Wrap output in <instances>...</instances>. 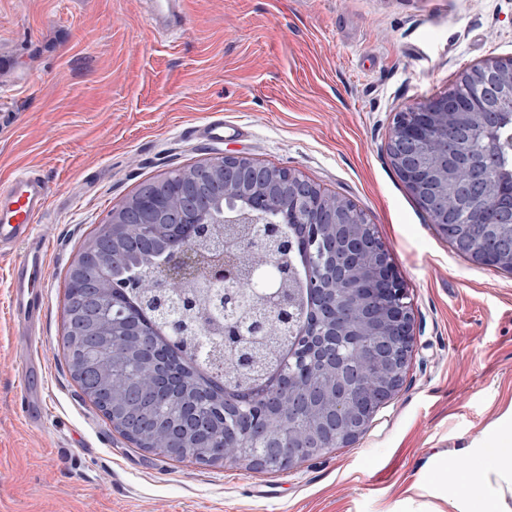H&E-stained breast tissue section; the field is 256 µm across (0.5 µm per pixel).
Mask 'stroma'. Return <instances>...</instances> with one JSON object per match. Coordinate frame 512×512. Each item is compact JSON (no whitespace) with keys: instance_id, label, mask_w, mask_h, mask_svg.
Wrapping results in <instances>:
<instances>
[{"instance_id":"obj_1","label":"stroma","mask_w":512,"mask_h":512,"mask_svg":"<svg viewBox=\"0 0 512 512\" xmlns=\"http://www.w3.org/2000/svg\"><path fill=\"white\" fill-rule=\"evenodd\" d=\"M512 56V0H191L177 42L146 0H0V185L39 170L50 273L36 349L39 424L0 259V512H429L442 471L512 408V275L458 255L394 171L395 112ZM223 118L218 145L183 129ZM234 153L351 201L386 245L417 347L354 442L284 472L175 461L136 448L85 402L63 358L68 269L144 181Z\"/></svg>"}]
</instances>
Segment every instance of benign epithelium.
Returning <instances> with one entry per match:
<instances>
[{"instance_id": "benign-epithelium-1", "label": "benign epithelium", "mask_w": 512, "mask_h": 512, "mask_svg": "<svg viewBox=\"0 0 512 512\" xmlns=\"http://www.w3.org/2000/svg\"><path fill=\"white\" fill-rule=\"evenodd\" d=\"M458 78L473 89V98L463 102L445 92L405 106L394 115L386 152L442 236L475 256L477 263L485 265L495 257L512 264V234L504 230L512 227V202L490 203L496 184L512 183V168L500 167L494 153L471 159L465 151L472 140H496L498 130L512 121V112L499 107L504 97L512 96V57H488ZM180 178V198L187 213L183 223L194 225L188 234L207 246L209 253L195 258L183 247L178 259L156 262L155 286L143 296V305L165 304L172 287L187 283L189 266L193 276L221 284L224 299L241 300L255 319L250 334L240 337L224 357L239 361L245 380L264 395L266 377L256 372L254 351L263 342V320L288 308L289 297L284 295L282 278L267 276L258 264L247 262L245 253L263 251L267 259L277 254L282 239L270 230L256 239L249 225L266 223L289 204L304 217L302 223L317 224L322 231V264L310 288L316 301L314 315L322 324L320 336H364L359 354L372 365L374 380L367 382L361 369L329 357L325 343L319 348L320 375L310 384H299L276 367L281 390L276 417L303 415L311 420V427L302 440L291 434L285 437L273 432L274 416L269 414L252 429L251 447L265 448L266 454L291 468L321 455L334 437L346 442L358 439L399 389L416 344L414 316L385 244L369 231L352 202L340 197L327 201L321 189L295 170H274L226 154L198 164ZM216 181L224 183L227 193H237L244 186L257 188L247 206L211 213V223L224 226L222 244L205 239L202 231L207 225L195 223L192 217L208 209ZM487 208L493 210V223H471V216ZM248 277L257 287L241 298L237 284ZM223 453L226 463L247 468L256 463L239 448L215 449L216 455Z\"/></svg>"}]
</instances>
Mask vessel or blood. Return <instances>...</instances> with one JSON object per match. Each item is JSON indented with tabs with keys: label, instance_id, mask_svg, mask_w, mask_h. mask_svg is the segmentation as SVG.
Masks as SVG:
<instances>
[{
	"label": "vessel or blood",
	"instance_id": "obj_1",
	"mask_svg": "<svg viewBox=\"0 0 512 512\" xmlns=\"http://www.w3.org/2000/svg\"><path fill=\"white\" fill-rule=\"evenodd\" d=\"M153 23L179 28L187 22L185 0H152ZM189 140L219 144L224 140L223 119H209L185 131ZM50 190L43 177L30 172L0 187V255H11L10 308L15 351L26 374L21 409L28 422H38L44 412V364L33 351L34 335L42 321V287L46 282L47 244L36 230L35 219L49 205Z\"/></svg>",
	"mask_w": 512,
	"mask_h": 512
}]
</instances>
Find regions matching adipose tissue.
Returning <instances> with one entry per match:
<instances>
[{
  "label": "adipose tissue",
  "instance_id": "ef3b65f1",
  "mask_svg": "<svg viewBox=\"0 0 512 512\" xmlns=\"http://www.w3.org/2000/svg\"><path fill=\"white\" fill-rule=\"evenodd\" d=\"M465 469L448 468V512H512V427L495 430Z\"/></svg>",
  "mask_w": 512,
  "mask_h": 512
}]
</instances>
